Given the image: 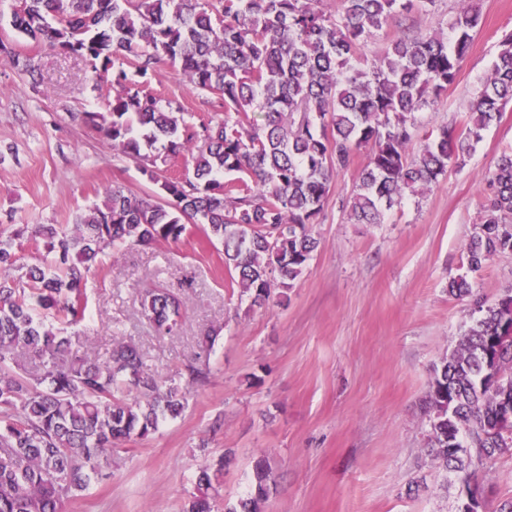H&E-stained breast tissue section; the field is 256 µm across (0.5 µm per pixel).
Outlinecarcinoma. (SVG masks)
Listing matches in <instances>:
<instances>
[{
    "instance_id": "obj_1",
    "label": "carcinoma",
    "mask_w": 512,
    "mask_h": 512,
    "mask_svg": "<svg viewBox=\"0 0 512 512\" xmlns=\"http://www.w3.org/2000/svg\"><path fill=\"white\" fill-rule=\"evenodd\" d=\"M323 0H24L14 27L64 53L112 71L119 88L108 112L86 122L124 155L145 163L156 193L119 186L80 215L70 229L38 224L44 251L19 263L15 236L0 231V512H62L91 477L108 475L112 448L176 418L186 391L160 384L142 352L115 341L104 358L71 348L65 327L86 315L89 263L108 248L177 243L187 224H201L224 246L230 286L253 305L299 279L320 241L311 226L334 174L356 152L369 160L350 197L349 217L379 224L408 197L430 190L464 162L512 102V33L499 42L492 72L472 93L465 131L443 126L417 152L416 114L455 85L482 21L476 0H459L449 36L431 26L436 0H342L333 16ZM394 25L400 34L383 56L361 47ZM134 58V73L112 56ZM167 60L211 97L218 115L199 123L154 95L147 76ZM191 156L192 172L164 176L171 157ZM235 178L225 181L223 176ZM487 205L465 247L464 273L448 292L473 294L472 278L499 254L512 253V153L485 176ZM18 270L24 287L7 272ZM161 335L181 321V303L165 289L140 300ZM479 312L457 349L435 369L422 400L431 459L475 482L484 462L512 454V296ZM500 383L489 381L491 371ZM191 384L207 365H186ZM270 467L254 465L248 497L228 512H261ZM223 463L195 478L188 512H211Z\"/></svg>"
}]
</instances>
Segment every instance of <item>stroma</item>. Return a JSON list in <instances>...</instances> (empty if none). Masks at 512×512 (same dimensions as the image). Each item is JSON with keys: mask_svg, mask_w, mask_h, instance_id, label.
Instances as JSON below:
<instances>
[{"mask_svg": "<svg viewBox=\"0 0 512 512\" xmlns=\"http://www.w3.org/2000/svg\"><path fill=\"white\" fill-rule=\"evenodd\" d=\"M16 0H0V225L23 229L22 262L36 247L37 224L74 225L106 188L157 191L140 162L114 150L85 113L102 112L111 76L85 59L18 33ZM482 24L456 84L419 112L420 132L460 127L469 96L486 78L499 40L512 33V0H481ZM38 68L37 78L24 71ZM155 94L196 119L213 115L205 94L161 61ZM512 150V104L483 133L464 164L381 223H353L345 207L369 159L361 149L338 173L313 226L320 246L294 287L256 307L229 286L224 249L201 226L181 242L124 247L100 256L87 283L86 316L66 330L73 347L105 356L115 340L136 345L159 380L219 336L205 383L189 387L182 414L112 454L111 477L93 483L65 512H184L198 470L226 459L214 512L247 491L253 464L267 457L264 512H458L460 482L427 456L421 400L433 370L458 346L473 298L448 294L487 197L482 175ZM194 286L182 290V275ZM167 288L181 302L176 335H156L140 298ZM512 292V254L494 257L474 296L497 302ZM483 512L512 504V456L478 470Z\"/></svg>", "mask_w": 512, "mask_h": 512, "instance_id": "stroma-1", "label": "stroma"}]
</instances>
